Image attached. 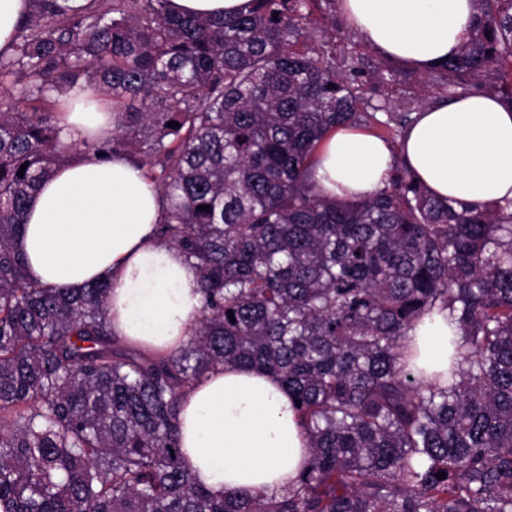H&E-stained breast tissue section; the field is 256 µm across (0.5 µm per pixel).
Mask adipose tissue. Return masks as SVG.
<instances>
[{
	"mask_svg": "<svg viewBox=\"0 0 512 512\" xmlns=\"http://www.w3.org/2000/svg\"><path fill=\"white\" fill-rule=\"evenodd\" d=\"M349 27L381 56L427 72L458 53L473 0H339ZM402 160L431 193L465 204L512 199V106L479 92L415 114L398 148L376 134L341 130L316 151V179L330 196L382 189ZM166 206L144 169L124 157L88 153L38 186L19 247L27 274L47 286L110 285L109 318L123 341L169 353L184 346L201 315L196 269L159 242ZM454 323H419L407 342L431 371H447ZM181 448L195 481L212 494L288 488L308 456L296 411L279 381L234 364L184 396Z\"/></svg>",
	"mask_w": 512,
	"mask_h": 512,
	"instance_id": "ef3b65f1",
	"label": "adipose tissue"
}]
</instances>
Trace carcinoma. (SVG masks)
<instances>
[{"label": "carcinoma", "instance_id": "obj_1", "mask_svg": "<svg viewBox=\"0 0 512 512\" xmlns=\"http://www.w3.org/2000/svg\"><path fill=\"white\" fill-rule=\"evenodd\" d=\"M68 2L29 0L0 53V512H512V200L438 199L397 161L368 197L317 191L329 132L401 137L414 121L409 104L372 103L355 67L337 71L318 0L219 18L170 0ZM474 8L428 84L512 105V0ZM75 85L112 103L110 135L61 138L55 107ZM79 151L127 156L167 201L161 243L203 295L173 353L121 345L107 283L26 274L30 198ZM435 314L457 329L446 384L406 346ZM229 363L301 401L309 458L282 494L215 498L183 460L182 398Z\"/></svg>", "mask_w": 512, "mask_h": 512}]
</instances>
